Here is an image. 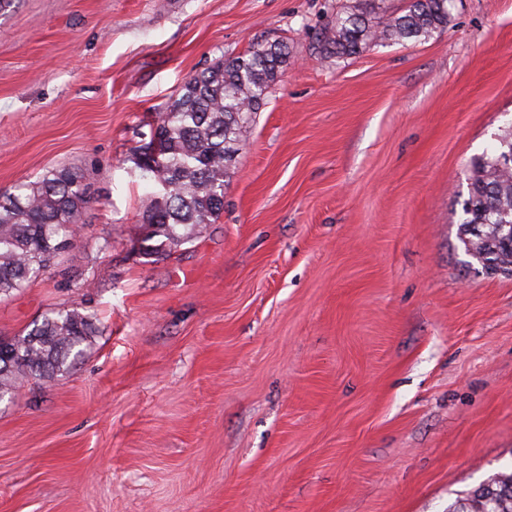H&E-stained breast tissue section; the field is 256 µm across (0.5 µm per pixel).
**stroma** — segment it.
I'll use <instances>...</instances> for the list:
<instances>
[{
	"mask_svg": "<svg viewBox=\"0 0 512 512\" xmlns=\"http://www.w3.org/2000/svg\"><path fill=\"white\" fill-rule=\"evenodd\" d=\"M344 2L0 6V194L58 166L89 187L0 338L59 309L96 326L0 400V512H448L512 470V277L458 240L470 162L512 130V0L321 57ZM275 39L223 212L142 255L134 148L191 75Z\"/></svg>",
	"mask_w": 512,
	"mask_h": 512,
	"instance_id": "stroma-1",
	"label": "stroma"
}]
</instances>
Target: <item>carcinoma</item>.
<instances>
[{"label": "carcinoma", "instance_id": "obj_1", "mask_svg": "<svg viewBox=\"0 0 512 512\" xmlns=\"http://www.w3.org/2000/svg\"><path fill=\"white\" fill-rule=\"evenodd\" d=\"M449 0H408L388 15L375 0H356L331 15L321 31L325 57L349 58L384 41L418 42L448 27ZM288 65L287 46L256 42L242 55L193 75L167 112L155 120L158 157L135 151L142 179L156 189L142 216L148 229L146 254H165L191 240L197 227L213 224L224 209V178L238 145L264 104L269 88ZM512 151L501 137L472 162L470 193L459 241L482 268L512 275V242H503L500 224L512 219V168L499 156ZM87 202L79 178L54 168L18 193L0 195V296L38 279L52 260L79 239L78 216ZM94 333L93 317L75 309L53 311L26 334L0 338V395L18 384L70 366ZM512 471L500 472L458 495L448 512H512Z\"/></svg>", "mask_w": 512, "mask_h": 512}]
</instances>
